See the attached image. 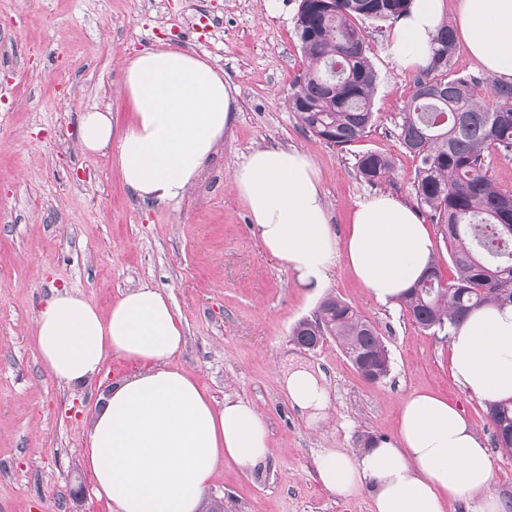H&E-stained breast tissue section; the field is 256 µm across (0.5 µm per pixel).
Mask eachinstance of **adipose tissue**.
Here are the masks:
<instances>
[{"label":"adipose tissue","mask_w":512,"mask_h":512,"mask_svg":"<svg viewBox=\"0 0 512 512\" xmlns=\"http://www.w3.org/2000/svg\"><path fill=\"white\" fill-rule=\"evenodd\" d=\"M460 36L471 55L512 84V0H457ZM443 21V0H414L394 27L386 53L399 69L422 68ZM131 108L80 113L77 142L87 155L110 153L124 185L145 202L181 201L199 182L237 111L224 72L196 54L141 52L124 70ZM265 251L284 261L300 287H323L337 260L379 303L399 304L427 266L434 242L413 210L388 193L359 201L345 235L329 224L312 157L291 148L251 151L233 172ZM34 345L49 375L68 386L99 375L108 358L133 371L98 400L85 461L95 493L113 512H201L220 465L252 466L271 454L267 421L241 399L216 405L174 364L185 344L180 316L158 288L144 284L108 313L74 291L51 294L34 321ZM455 381L487 401L512 399V305L473 311L454 331ZM323 374L303 365L281 388L311 424L327 416ZM491 459L463 412L428 393L402 403L395 438L360 450H325L322 485L344 500L368 494L373 512H445L449 499L482 494L480 512H504L491 494Z\"/></svg>","instance_id":"ef3b65f1"}]
</instances>
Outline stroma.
I'll use <instances>...</instances> for the list:
<instances>
[{
	"mask_svg": "<svg viewBox=\"0 0 512 512\" xmlns=\"http://www.w3.org/2000/svg\"><path fill=\"white\" fill-rule=\"evenodd\" d=\"M298 0H0V512H111L84 466L96 399L132 365L121 357L83 386L54 380L33 342L45 299L68 288L101 311L143 284L179 312L185 345L176 361L216 404L241 398L266 417L271 456L226 463L208 492L225 512H372L368 495L345 501L318 480L329 448L358 449L363 435L394 436L401 403L430 391L459 407L488 448L490 492L512 500V453L496 448L483 401L450 371V338L418 328L404 305L376 302L336 263L322 294L301 288L268 255L232 181L252 150L296 148L311 155L329 211L344 234L357 202L388 191L415 204L416 162L395 124L414 74L385 47L393 23H361L377 79L376 122L341 148L303 129L288 108L308 62L294 32ZM170 47L224 72L239 110L201 181L177 203H143L109 154L76 145L80 112L111 107L126 120L122 71L138 53ZM388 155L393 171L365 182L358 154ZM354 306L383 337L386 378L371 382L333 340L309 349L291 330L313 318L323 296ZM295 354L326 376L332 419L315 429L281 389Z\"/></svg>",
	"mask_w": 512,
	"mask_h": 512,
	"instance_id": "stroma-1",
	"label": "stroma"
}]
</instances>
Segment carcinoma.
I'll return each instance as SVG.
<instances>
[{
  "label": "carcinoma",
  "mask_w": 512,
  "mask_h": 512,
  "mask_svg": "<svg viewBox=\"0 0 512 512\" xmlns=\"http://www.w3.org/2000/svg\"><path fill=\"white\" fill-rule=\"evenodd\" d=\"M412 0H299L295 35L309 66L288 98L290 111L313 136L345 147L375 123L371 96L376 73L359 27L363 19L397 20ZM456 36L444 24L434 38L430 64L415 76L414 90L396 124L404 149L417 161L413 182L418 206L444 225L456 278L442 283L430 262L406 293L403 305L423 330L452 333L471 309L512 303V191L489 173L496 151L512 156V84H495L488 96L482 79L451 72ZM389 157L365 152L357 172L368 183L386 179ZM300 344L332 339L354 369L376 379L387 371V346L376 328L348 302L324 298L311 320L292 330ZM494 445L512 451V402L485 405Z\"/></svg>",
  "instance_id": "carcinoma-1"
}]
</instances>
